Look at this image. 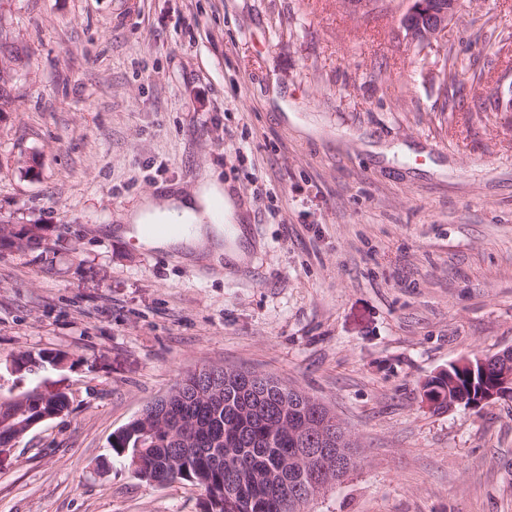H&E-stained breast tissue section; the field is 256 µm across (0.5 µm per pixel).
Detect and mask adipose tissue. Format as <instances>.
Listing matches in <instances>:
<instances>
[{
  "label": "adipose tissue",
  "instance_id": "1",
  "mask_svg": "<svg viewBox=\"0 0 512 512\" xmlns=\"http://www.w3.org/2000/svg\"><path fill=\"white\" fill-rule=\"evenodd\" d=\"M235 204L224 193L218 178L200 182L187 194L147 195L130 211L121 233L149 250L170 253H206L212 262L228 259L241 262L245 257L239 245L240 227H225L222 216H233Z\"/></svg>",
  "mask_w": 512,
  "mask_h": 512
}]
</instances>
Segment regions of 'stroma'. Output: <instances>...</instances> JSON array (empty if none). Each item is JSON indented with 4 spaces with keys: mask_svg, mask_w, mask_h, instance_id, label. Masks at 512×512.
<instances>
[{
    "mask_svg": "<svg viewBox=\"0 0 512 512\" xmlns=\"http://www.w3.org/2000/svg\"><path fill=\"white\" fill-rule=\"evenodd\" d=\"M0 0V397L69 408L0 447V512H201L137 479L113 432L204 367L305 390L360 462L310 512H512V401L429 409L426 380L512 348V0H462L422 49L408 0ZM459 74L450 83L449 71ZM218 177L247 257L117 232L145 195ZM59 365L10 368L22 352ZM46 231L44 224H0V248L49 252L52 246Z\"/></svg>",
    "mask_w": 512,
    "mask_h": 512,
    "instance_id": "1",
    "label": "stroma"
}]
</instances>
